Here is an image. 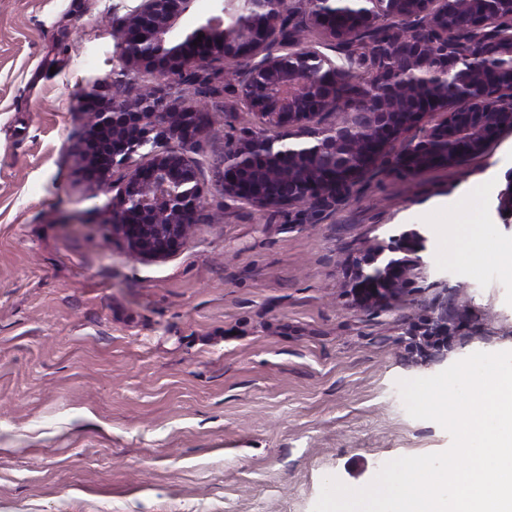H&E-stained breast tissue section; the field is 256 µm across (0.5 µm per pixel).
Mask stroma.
Here are the masks:
<instances>
[{
    "label": "stroma",
    "mask_w": 512,
    "mask_h": 512,
    "mask_svg": "<svg viewBox=\"0 0 512 512\" xmlns=\"http://www.w3.org/2000/svg\"><path fill=\"white\" fill-rule=\"evenodd\" d=\"M140 0H0V512H312L322 481L369 484L441 452L402 379L512 350V219L497 196L512 129L481 156L419 172L392 144L347 199L263 211L212 191V164L254 118L208 70L215 117L190 154L210 192L160 260L111 226L122 171L80 166L92 91L120 70L116 29ZM477 212L483 249L453 260L448 218ZM427 238L396 300L360 309L353 264ZM448 333L426 335L438 303Z\"/></svg>",
    "instance_id": "1"
}]
</instances>
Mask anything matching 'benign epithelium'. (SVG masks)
I'll return each mask as SVG.
<instances>
[{"label": "benign epithelium", "mask_w": 512, "mask_h": 512, "mask_svg": "<svg viewBox=\"0 0 512 512\" xmlns=\"http://www.w3.org/2000/svg\"><path fill=\"white\" fill-rule=\"evenodd\" d=\"M195 2L142 0L118 31L123 67L113 73L112 86L143 71L156 72L163 85L133 99L86 97L88 135L105 140L101 155L108 157L105 166L97 157H86V163L102 188L114 169H127L112 224L140 257L175 252L207 198L184 152L197 145L207 125L183 86L209 67L240 65L237 91L262 125L225 146L213 188L258 210L345 198L411 131L422 137L398 164L419 171L480 155L512 128V114L506 115L512 74L489 84L469 64L476 56L512 58V0H375L374 10L365 9L364 0H301L303 27L318 30L331 48L343 49L381 20L391 21L388 34L368 50L363 103L332 125L323 124L321 114L347 80V68L294 39L286 0H217L195 28L177 29ZM338 9L352 12L354 28L336 26ZM288 46L292 50L280 52ZM432 78L447 80L455 101ZM436 113L440 121L425 123ZM269 128L279 134L267 135ZM425 249L426 238L416 232L400 247L404 258L380 264L385 247L370 250L351 276L358 307L395 299L421 266Z\"/></svg>", "instance_id": "benign-epithelium-1"}]
</instances>
